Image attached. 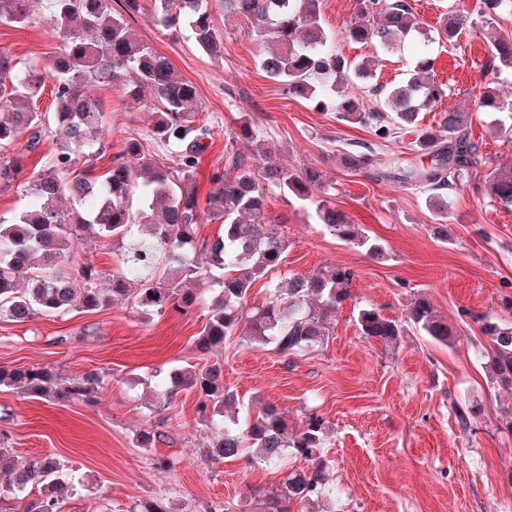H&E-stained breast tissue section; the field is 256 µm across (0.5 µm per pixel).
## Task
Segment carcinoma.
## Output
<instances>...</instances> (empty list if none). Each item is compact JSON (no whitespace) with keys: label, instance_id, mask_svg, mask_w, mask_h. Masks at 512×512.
Masks as SVG:
<instances>
[{"label":"carcinoma","instance_id":"carcinoma-1","mask_svg":"<svg viewBox=\"0 0 512 512\" xmlns=\"http://www.w3.org/2000/svg\"><path fill=\"white\" fill-rule=\"evenodd\" d=\"M29 2L0 0V23L35 24L38 17L30 12ZM50 2L47 20L61 40L60 50L41 65L25 69L0 53V147L11 143L18 128L26 127L32 130L27 150H33L48 122L56 142L52 165L37 174L25 173L22 156L0 153V186H21L29 200L12 220H0V318L25 323L45 314L94 312L108 308L116 298L133 301L145 316L168 310L187 314L197 305V297L182 283L207 281L209 316L193 340L204 363L174 369L159 379L155 399L160 407L169 408L179 392L195 393L198 419L213 430V442L201 450L206 462L219 464L243 456L250 463L278 464L289 453L304 461L279 489L266 495L263 512H290L293 503L319 505L333 493L323 459L328 423L313 412L297 430L272 405L244 422L224 416V408L235 403L237 394L224 385V361L210 358L224 349L226 337L235 334L252 345L270 346L287 359L318 349L328 339L327 315L351 294L354 271L325 265L270 285L265 302L251 303L254 282L279 267L288 250L281 231L265 222L264 184L314 206L320 223L338 240L371 255L382 254V247L329 204L326 174L314 168L297 172L266 162L258 170L254 158L229 148L227 170L213 173V187L206 203H200L193 177L211 129L197 122L194 86L178 75L167 57L134 37L125 22L123 14L140 12L141 0H123L122 14L112 11L110 0ZM321 3L224 0V12L251 22L264 43L260 67L288 96L311 99L320 111L330 106L337 121L363 124L381 141L390 139L396 128L418 127L420 114L446 96V86L431 78L433 59H421L399 85L370 86L368 94L376 98V105L368 108L348 88L356 80H372V61H351L336 53ZM354 5L360 20L346 30L351 42L389 54L411 36H428L406 0H354ZM152 9L158 26L188 28L203 53L221 49L208 0H152ZM504 13L512 15V0H483L488 21ZM464 21V13L450 10L440 22L438 39L446 43L457 36ZM488 44L494 68H512V39L493 32ZM47 78L55 82V112L49 116L34 106ZM89 83L124 85L127 97L136 103L140 85L154 90L162 109L153 133L170 147L169 165L131 140L121 160L106 173H96L90 162L102 151L104 137L100 106L82 92ZM479 107L506 110L512 119V103L501 102L490 91L483 92ZM469 118L470 113L460 110L443 113L441 130H421L416 140L431 157V165L402 168L392 175L402 187L428 191L439 220L448 218L440 195L481 164L466 134ZM391 164L372 150L345 156L348 169L382 177L389 176ZM473 189L512 203V168L496 170ZM203 215L222 221L224 232L198 240L196 226ZM87 236L106 245L119 244V265L105 290L98 288L102 272L76 260L74 245ZM470 318L490 340L483 354L490 383L512 389V322L490 314ZM356 322L362 335L387 346L397 345L408 326L449 347L456 338L453 327L423 296L412 300L402 320L362 308ZM104 386L105 374L95 369L65 378L37 366L0 367V388L29 397L90 404L97 402ZM135 441L139 448L153 449L164 443V434L147 428ZM64 471V464L54 457L30 458L9 490L0 492V512H61L74 491Z\"/></svg>","mask_w":512,"mask_h":512}]
</instances>
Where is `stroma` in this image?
I'll return each instance as SVG.
<instances>
[{
	"label": "stroma",
	"instance_id": "1",
	"mask_svg": "<svg viewBox=\"0 0 512 512\" xmlns=\"http://www.w3.org/2000/svg\"><path fill=\"white\" fill-rule=\"evenodd\" d=\"M481 0H465L468 22L455 44L415 39L390 54L349 42L344 33L356 20L352 0H322L321 12L335 35L336 51L348 59L374 61L375 82L402 81L425 51L436 57L437 81L448 87L439 110L420 116L422 127L438 130L442 111L471 112L467 129L483 158L467 180L448 193V218L436 220L423 190L344 167L355 145L370 144L402 167L429 166L415 144L416 133L400 130L390 140L375 139L366 127L336 121L310 101L287 96L258 65L260 47L253 28L225 16L210 0L222 35L219 56L202 53L187 31L161 32L150 11L128 18L133 34L166 56L194 85L201 116L211 129L208 148L195 177L199 196L224 171L225 144L241 119L262 132L263 149L280 165L323 171L334 187L330 203L351 223L362 225L386 249L382 259L345 244L315 224L295 201L267 186L264 218L288 241L280 267L252 287L254 301L267 296L266 281L307 274L324 265L354 271L352 297L329 319L326 343L286 359L238 336L224 342V383L239 397L246 415L274 405L294 428L310 414L332 428L324 458L332 471L337 512H512V435L497 416L512 407V391L493 387L480 352L488 347L472 314L512 317V205L474 192V182L493 168L512 167V140L495 128L499 114L479 110L484 86L480 72L490 56L484 38ZM50 27L0 24V51L19 66L34 65L57 52ZM89 95L101 106L106 150L98 171L120 159L129 139L166 159L168 148L152 133L161 104L144 91L134 107L122 87L94 84ZM199 302L193 312L142 316L130 302L96 312L39 316L26 323L0 318V366H38L64 377L91 369L111 379L97 404L47 401L0 389V491L13 470L35 455H53L81 479L63 512H132L157 500L169 512H256L258 502L287 476V468L251 465L239 458L220 464L201 460L196 450L211 433L200 424L195 395L181 391L174 406L154 407L148 397L155 372L195 364L193 340L207 316L208 292L194 284ZM421 294L453 326L457 340L445 346L417 331L388 348L362 336L355 319L362 308L402 319L412 296ZM471 411L461 428L452 406ZM155 428L167 435L175 469L157 468L152 452L136 447V434Z\"/></svg>",
	"mask_w": 512,
	"mask_h": 512
}]
</instances>
